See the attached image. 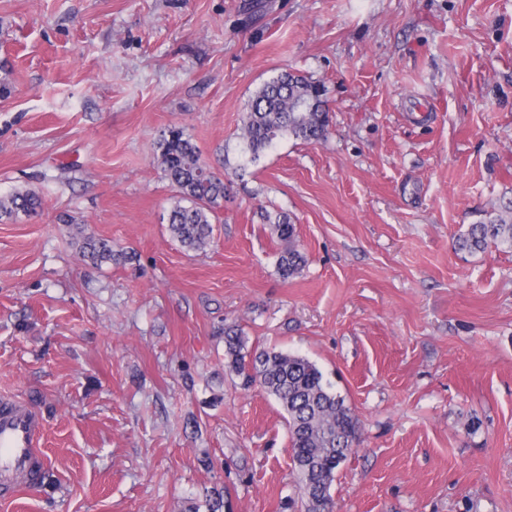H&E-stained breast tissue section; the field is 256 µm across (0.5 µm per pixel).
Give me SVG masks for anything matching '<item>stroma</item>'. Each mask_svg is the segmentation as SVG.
<instances>
[{
  "label": "stroma",
  "instance_id": "obj_1",
  "mask_svg": "<svg viewBox=\"0 0 512 512\" xmlns=\"http://www.w3.org/2000/svg\"><path fill=\"white\" fill-rule=\"evenodd\" d=\"M284 70L322 85L328 133L241 165ZM1 78L0 195L42 207L0 221V398L42 417L50 476L0 512H304L229 325L356 414L335 512H512V252L455 247L512 198V0H0ZM171 127L228 186L198 252L167 231ZM71 217L122 260L84 259ZM274 224L275 232L283 245L277 260L278 271L284 279H290L301 273L305 266V256L297 249L295 240L297 237L296 225L291 224L287 218H278Z\"/></svg>",
  "mask_w": 512,
  "mask_h": 512
}]
</instances>
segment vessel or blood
<instances>
[{
    "mask_svg": "<svg viewBox=\"0 0 512 512\" xmlns=\"http://www.w3.org/2000/svg\"><path fill=\"white\" fill-rule=\"evenodd\" d=\"M42 418L27 403L10 400L0 412V487L11 488L40 464Z\"/></svg>",
    "mask_w": 512,
    "mask_h": 512,
    "instance_id": "b4317fda",
    "label": "vessel or blood"
}]
</instances>
